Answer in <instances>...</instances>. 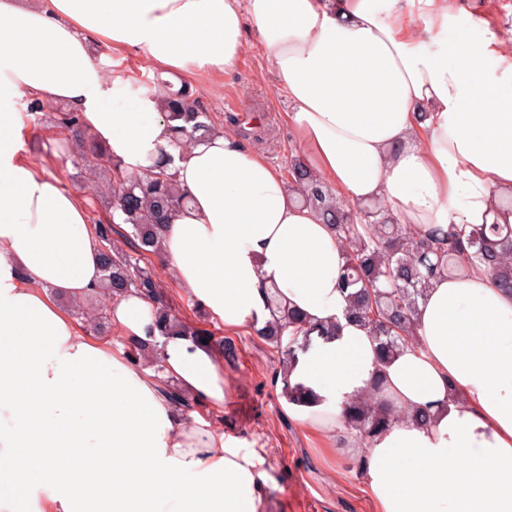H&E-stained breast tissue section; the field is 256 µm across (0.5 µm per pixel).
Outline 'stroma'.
<instances>
[{"label":"stroma","instance_id":"35a3bbf8","mask_svg":"<svg viewBox=\"0 0 512 512\" xmlns=\"http://www.w3.org/2000/svg\"><path fill=\"white\" fill-rule=\"evenodd\" d=\"M456 0L445 31L421 30L414 46L438 51L443 43L482 45L489 30L512 24V0ZM245 51L226 72L203 70L189 83L195 97L210 113L218 129L240 135L254 129L244 146L286 171L299 151L286 123L291 106L288 94L278 87L271 68L260 67L262 44L255 27L244 33ZM95 65L110 88L109 108H128L137 98L154 92L155 70L145 50L113 51L105 42L90 43ZM57 104L22 95L17 100V128L24 159L56 177L76 195H83L84 163L75 143L57 140L53 129ZM161 284V296L172 312L203 335L232 343L224 358V407L213 421L224 432L255 448L271 476L264 512H375L368 495V470L363 454L323 452V440L282 407L280 356L276 349L253 334L226 332L223 325L193 305L178 285L166 259L148 261Z\"/></svg>","mask_w":512,"mask_h":512}]
</instances>
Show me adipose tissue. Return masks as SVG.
Here are the masks:
<instances>
[{
    "label": "adipose tissue",
    "mask_w": 512,
    "mask_h": 512,
    "mask_svg": "<svg viewBox=\"0 0 512 512\" xmlns=\"http://www.w3.org/2000/svg\"><path fill=\"white\" fill-rule=\"evenodd\" d=\"M0 0V512H263L270 480L256 449L224 434V355L166 336L148 362L81 329L65 310L99 288L100 243L85 203L23 160L15 100L79 109L128 172L167 146L154 97L116 111L88 39L141 48L169 74L229 70L254 24L288 93L286 120L308 165L350 203L378 200L401 223L481 224L512 191V86L485 60L512 57L491 32L478 47L414 48L416 21L448 23L441 0ZM174 174L191 199L162 229L176 280L225 331L270 320L263 290L336 336L293 363L311 400L288 416L327 438L342 409L375 392L431 424H393L368 449L376 512H512V293L487 272L433 282L419 299L417 341L379 361L367 326L346 318L343 248L297 207L282 174L228 133L191 145ZM108 315L125 342H148L152 300L129 292ZM196 402L170 403L162 380Z\"/></svg>",
    "instance_id": "adipose-tissue-1"
}]
</instances>
